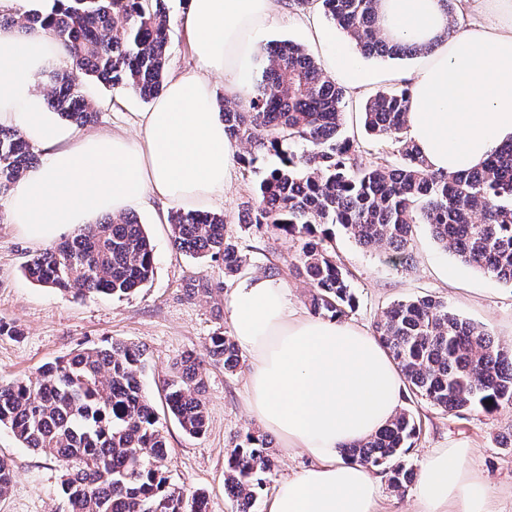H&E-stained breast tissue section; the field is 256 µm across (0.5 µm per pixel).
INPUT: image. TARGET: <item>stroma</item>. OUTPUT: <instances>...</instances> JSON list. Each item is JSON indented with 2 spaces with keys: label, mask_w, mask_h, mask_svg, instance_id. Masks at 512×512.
Listing matches in <instances>:
<instances>
[{
  "label": "stroma",
  "mask_w": 512,
  "mask_h": 512,
  "mask_svg": "<svg viewBox=\"0 0 512 512\" xmlns=\"http://www.w3.org/2000/svg\"><path fill=\"white\" fill-rule=\"evenodd\" d=\"M278 2V20L265 31L260 45L291 40L303 45L312 57H320V49L307 34L306 13L290 9L288 0ZM167 6V74L173 77L197 69L198 63L185 29V0H167ZM362 62L372 80L363 91L347 92L344 129L347 136L363 142L364 158L369 161L380 156L385 146L368 138L364 131V103L375 91L405 87L403 75L414 68L416 60L366 56ZM76 83L98 112L93 131L131 138L140 135L142 115L148 111L149 101L106 89L84 76L78 77ZM278 164L274 153L265 152L252 167L236 166L230 185L213 198L206 210L224 216L227 233L241 243L249 258L247 273H265L272 264L280 267L275 284L284 288L289 305L305 314L309 311L310 286L289 270L293 252L287 236L251 235L237 221L244 203L254 198L259 182ZM8 206V198H0V321L18 326L22 334L17 338L0 335V375L32 377L48 361L113 338L146 346L148 362L142 383L167 439V476L174 484L204 492L208 512H234L224 490L226 452L241 434L260 428L248 411L246 368L229 374L223 365L207 364L204 398L208 425L197 438L186 435L170 415L162 384L173 375L184 355L201 352L214 333L230 332L226 308L239 277L225 276L221 261L192 258L176 251L171 244L170 226L163 219L171 207L158 202L138 213L154 248L153 279L120 299L77 298L25 277L23 267L39 248L23 239L10 223ZM332 232L333 245L350 274L356 296V308L349 314V321L370 330L393 301L431 295L447 301L460 318L487 327L503 345L512 347V285L470 268L444 251L434 240L429 225H413L412 259L403 266L393 265L380 252L359 246L341 227H333ZM402 406L421 424L418 441L403 458L407 466L420 469L423 460L441 448L468 449L466 466L484 482L497 512H512V448L501 444L503 437L512 434V408L446 415L421 398L403 400ZM266 438L276 465L264 477L254 512H267V503L279 483L311 464L309 457L286 451L278 435L270 432ZM0 455L12 462L16 472L8 493L0 497V512H67L59 495L63 469L57 462L24 448L3 428Z\"/></svg>",
  "instance_id": "stroma-1"
}]
</instances>
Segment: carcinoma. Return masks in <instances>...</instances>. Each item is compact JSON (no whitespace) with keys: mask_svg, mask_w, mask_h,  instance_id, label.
<instances>
[{"mask_svg":"<svg viewBox=\"0 0 512 512\" xmlns=\"http://www.w3.org/2000/svg\"><path fill=\"white\" fill-rule=\"evenodd\" d=\"M320 5L325 17L364 54L415 56L423 47L389 43L380 36L376 0H289ZM0 26L24 36H49L65 53L68 69L51 75L49 108L83 127L97 110L76 89L81 71L112 89L150 100L164 89L169 19L165 0H57L44 16H1ZM261 77L249 97L224 104V132L252 153L272 152L280 166L259 183L257 199L239 216L255 234L284 232L297 241L292 269L312 288L311 310L342 319L355 308L347 272L331 247L330 227L340 225L364 247L408 263L414 224L430 226L442 249L463 264L512 284V140L482 168L460 175L427 170L407 138L410 90H379L363 109V126L390 150L374 161L343 136L345 91L304 48L281 40L264 49ZM35 148L16 128L0 127V197L37 168ZM173 247L190 256L224 262L233 277L247 264L224 217L177 211L168 218ZM150 238L136 218L110 215L86 224L33 256L26 276L41 286L76 296L125 297L154 275ZM375 335L393 358L414 397L446 414L491 413L512 405V351L482 325L464 320L431 297L391 304ZM147 349L113 340L45 365L34 381L0 377V428L61 463V492L68 512H207L205 494L170 483L162 468L166 438L141 384ZM207 356L233 372L235 342L209 337ZM204 360L189 355L165 381L166 405L190 436L206 431ZM421 427L403 410L373 438L346 448L363 465L384 467L404 489L414 479L402 457ZM274 457L263 435L247 431L227 452L224 489L236 503L254 506ZM14 480L0 456V496Z\"/></svg>","mask_w":512,"mask_h":512,"instance_id":"carcinoma-1","label":"carcinoma"}]
</instances>
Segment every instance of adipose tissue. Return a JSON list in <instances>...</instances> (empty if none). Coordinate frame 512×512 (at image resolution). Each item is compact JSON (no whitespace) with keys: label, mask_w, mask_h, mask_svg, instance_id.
Wrapping results in <instances>:
<instances>
[{"label":"adipose tissue","mask_w":512,"mask_h":512,"mask_svg":"<svg viewBox=\"0 0 512 512\" xmlns=\"http://www.w3.org/2000/svg\"><path fill=\"white\" fill-rule=\"evenodd\" d=\"M482 21L456 29L442 0H378V23L392 43L425 47L410 74L408 134L430 171L480 167L512 139V0H473ZM273 0H188L186 29L198 69L171 78L143 115V135L84 134L50 111L35 79L59 63L50 38L23 39L0 28V127H16L42 161L15 188L10 220L44 246L64 230L150 201L200 205L223 193L236 145L224 134L211 75L230 94L251 84L256 33ZM308 34L330 74L356 90L367 76L349 42L330 39L317 20ZM227 311L235 343L249 356L247 405L285 448L313 464L280 482L268 512H378V481L345 447L366 441L398 412L403 377L365 328L301 314L282 288L246 277ZM466 449L432 453L415 485L419 512H494L484 484L465 468Z\"/></svg>","instance_id":"ef3b65f1"}]
</instances>
